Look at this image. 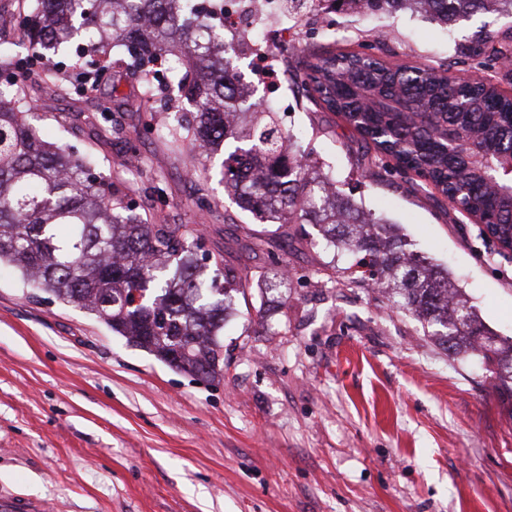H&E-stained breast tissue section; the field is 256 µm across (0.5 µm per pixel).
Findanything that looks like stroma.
<instances>
[{"label":"stroma","mask_w":512,"mask_h":512,"mask_svg":"<svg viewBox=\"0 0 512 512\" xmlns=\"http://www.w3.org/2000/svg\"><path fill=\"white\" fill-rule=\"evenodd\" d=\"M294 20L273 64L292 81L310 54L369 50L468 74L476 63L459 50L473 32L512 27L511 15L444 26L408 10L356 16L338 2ZM42 77L37 63L24 83L51 106L47 139L126 178L151 223L199 229L203 252L251 288L224 327V374L206 382L1 267L0 493L58 512H512V398L480 367L453 360L408 313L354 283L316 226L241 211L220 182L223 152L208 177L191 176L185 153L157 135L193 117L176 92L143 95L139 76L118 68L81 90H51ZM107 96L113 133L99 138ZM271 105L345 195L400 225L415 251L448 268L488 329L512 336V260L491 257L472 219L422 191L415 173L390 165L362 178L373 147L308 94ZM275 259L291 286L261 295L258 276Z\"/></svg>","instance_id":"1"}]
</instances>
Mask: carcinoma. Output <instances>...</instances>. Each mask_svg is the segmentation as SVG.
<instances>
[{
  "mask_svg": "<svg viewBox=\"0 0 512 512\" xmlns=\"http://www.w3.org/2000/svg\"><path fill=\"white\" fill-rule=\"evenodd\" d=\"M340 2L362 12L413 9L444 25L484 11L512 14V0ZM20 25L28 55L0 64V72L48 62L79 41L83 54L106 55L107 36L122 43L133 67L179 51L196 74H179L177 90L196 114L171 138L189 146L195 161L224 146V191L242 210L262 222L318 226L358 281L410 312L449 356L480 364L512 397V340L479 322L448 269L414 251L400 227L345 196L265 104L244 105V88L224 74V55L233 50L224 42V11L197 0H36ZM463 54L483 68L512 58V28L477 31ZM302 82L315 103L341 115L399 169L425 176L453 209L512 230L505 167L512 97L491 80L334 53L314 57ZM2 100L11 106H0V266H11L26 287L95 315L172 369L215 380L224 368V322L248 276L225 269L217 256L202 266L197 229L147 223L124 203L121 188L92 169V159L44 141L22 84L0 81ZM448 122L462 140L455 154L440 140ZM471 142L493 152L494 166L475 158ZM290 286L279 270L261 280L260 291Z\"/></svg>",
  "mask_w": 512,
  "mask_h": 512,
  "instance_id": "carcinoma-1",
  "label": "carcinoma"
}]
</instances>
